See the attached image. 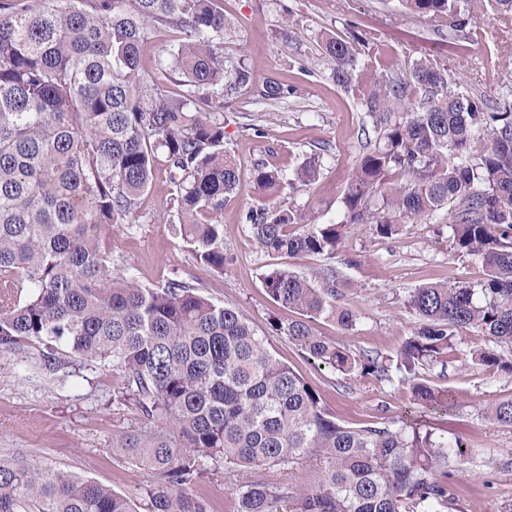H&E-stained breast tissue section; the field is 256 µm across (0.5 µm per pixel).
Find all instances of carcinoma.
Segmentation results:
<instances>
[{
  "label": "carcinoma",
  "instance_id": "obj_1",
  "mask_svg": "<svg viewBox=\"0 0 512 512\" xmlns=\"http://www.w3.org/2000/svg\"><path fill=\"white\" fill-rule=\"evenodd\" d=\"M455 43L474 34V0H400ZM181 35L171 72L184 87L169 98L143 69L154 28ZM215 0H0V353L32 359L50 372L114 369L118 407L135 409L139 433L115 439L122 456L156 470L159 486L140 492L146 512H215L200 491L220 472L238 484L232 512H459L458 465L469 458L411 422L348 427L320 395L272 356L242 311L186 282L143 286L112 276L103 229L136 221L151 187L154 158L166 157L183 240L214 273H224V203L239 182L224 154L221 98L252 84L228 69ZM358 52L326 39L336 85L350 93L376 133L349 175L344 220L318 223L302 208L250 209L244 220L261 251L280 258L335 257L349 224H372L390 238L445 212L453 246L481 257L476 282H435L408 293L417 322L397 359L411 374L416 404L448 411L453 394L416 377L441 362L464 331L494 347L478 362L512 375V90L497 99L462 90L448 65L420 59L393 74L369 40ZM288 87L263 85L278 101ZM320 155L295 172L315 182ZM258 187L274 193L284 177L257 166ZM293 225L300 226L291 231ZM333 268L304 275L272 267L262 277L275 302L298 317L269 329L307 357L351 379L390 378L391 362L354 354L318 336L313 322L353 331L356 312L337 302ZM512 429V398L486 411ZM319 455L308 488L243 476ZM0 512H136L128 496L47 462L0 458Z\"/></svg>",
  "mask_w": 512,
  "mask_h": 512
}]
</instances>
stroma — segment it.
Wrapping results in <instances>:
<instances>
[{
	"label": "stroma",
	"mask_w": 512,
	"mask_h": 512,
	"mask_svg": "<svg viewBox=\"0 0 512 512\" xmlns=\"http://www.w3.org/2000/svg\"><path fill=\"white\" fill-rule=\"evenodd\" d=\"M226 28V59L248 69L254 83L224 102V149L237 162L240 183L226 201L223 275L200 263L171 222V185L164 156L155 159L151 188L142 196L133 224L106 229L112 273L133 276L140 284L162 286L188 282L214 301L238 307L259 335L267 336L272 354L320 394L344 425L392 423L412 405L411 385L392 374L345 379L336 370L308 359L282 336L270 335V317L290 318L262 287V275L275 258L261 251L243 221L252 207L294 204L319 221L343 219L340 200L348 175L362 151V114L351 96L331 76L323 44L326 37L351 39L376 33L380 51L398 63L435 57L446 62L453 79L490 98L512 79V18L486 16L475 35L454 44L442 42L431 25L401 12L397 0H216ZM291 86L292 94L272 104L262 99L265 81ZM263 137H256V129ZM322 153L317 181L263 194L254 170L263 164L291 174L305 158ZM290 269L308 273L329 265L339 272L340 302L353 308L357 325L342 335L333 321L321 318L314 329L353 352L396 358L416 319L404 306L408 291L428 282L474 281L485 269L478 256L457 252L444 224H412L389 238L370 224H352L335 258L305 255L288 260ZM488 336L464 333L444 362L420 367L430 384L454 391L459 399L447 415L429 418L437 435L462 438L472 457L459 468L456 489L464 512H503L512 503V468L498 460L512 456V429L493 426L484 412L512 397V375L477 363L476 353L492 348ZM117 373L93 367L71 375L48 374L0 353V457L43 460L111 485L135 496L161 475L112 451V436L137 429L133 411L112 403Z\"/></svg>",
	"instance_id": "35a3bbf8"
}]
</instances>
